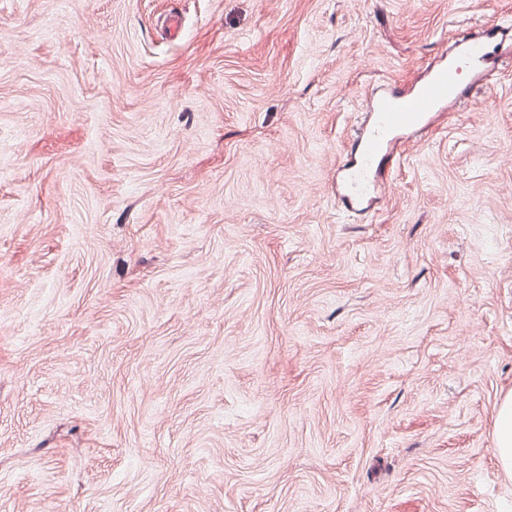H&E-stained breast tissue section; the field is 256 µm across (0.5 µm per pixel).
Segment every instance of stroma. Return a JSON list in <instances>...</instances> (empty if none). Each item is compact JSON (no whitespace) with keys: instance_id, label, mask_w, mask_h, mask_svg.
<instances>
[{"instance_id":"35a3bbf8","label":"stroma","mask_w":512,"mask_h":512,"mask_svg":"<svg viewBox=\"0 0 512 512\" xmlns=\"http://www.w3.org/2000/svg\"><path fill=\"white\" fill-rule=\"evenodd\" d=\"M489 18L0 0V512H512V68L331 197L376 82ZM491 434L501 471L506 478L512 479V390L498 400Z\"/></svg>"}]
</instances>
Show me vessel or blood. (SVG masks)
<instances>
[{
    "label": "vessel or blood",
    "instance_id": "1",
    "mask_svg": "<svg viewBox=\"0 0 512 512\" xmlns=\"http://www.w3.org/2000/svg\"><path fill=\"white\" fill-rule=\"evenodd\" d=\"M507 33L503 24L483 21L469 37L454 42L411 86H382L336 168L338 209H362L370 190L383 177L392 147L425 126L433 113L471 102L486 77L496 70L497 52Z\"/></svg>",
    "mask_w": 512,
    "mask_h": 512
}]
</instances>
